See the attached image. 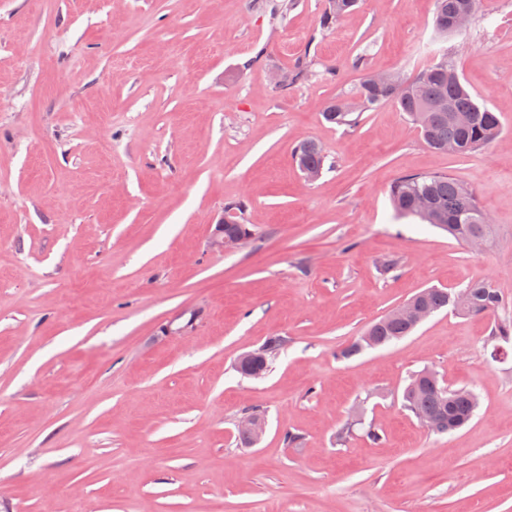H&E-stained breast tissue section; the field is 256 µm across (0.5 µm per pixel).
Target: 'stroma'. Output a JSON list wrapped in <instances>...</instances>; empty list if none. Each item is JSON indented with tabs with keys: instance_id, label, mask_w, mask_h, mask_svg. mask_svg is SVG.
<instances>
[{
	"instance_id": "stroma-1",
	"label": "stroma",
	"mask_w": 512,
	"mask_h": 512,
	"mask_svg": "<svg viewBox=\"0 0 512 512\" xmlns=\"http://www.w3.org/2000/svg\"><path fill=\"white\" fill-rule=\"evenodd\" d=\"M327 8L0 0V512H512L494 315L440 312L338 356L429 287L490 281L512 304V0H480L444 43L502 122L469 155L431 150L390 105L322 116L367 74L416 72L435 0H359L325 30ZM305 55L312 76L270 92ZM305 139L326 155L313 182L291 161ZM427 172L476 193L481 251L394 213L390 185ZM230 204L253 237L217 252ZM271 336L269 373H237ZM425 368L479 393L468 426L437 435L403 408ZM254 410L266 433L243 448ZM418 324L409 318H389L388 314L374 321L361 336H357L338 356L351 359L366 350L376 349L397 341L412 332ZM237 427L242 432L250 433L253 437V443L250 436L238 435L240 445L243 447H252L260 442L266 431V424L255 414L246 413L237 421Z\"/></svg>"
}]
</instances>
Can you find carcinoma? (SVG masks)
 I'll return each instance as SVG.
<instances>
[{
  "instance_id": "obj_1",
  "label": "carcinoma",
  "mask_w": 512,
  "mask_h": 512,
  "mask_svg": "<svg viewBox=\"0 0 512 512\" xmlns=\"http://www.w3.org/2000/svg\"><path fill=\"white\" fill-rule=\"evenodd\" d=\"M356 4L357 0H329L321 27L329 28ZM477 4L478 0H436L433 20L436 33L446 37L455 32V18L462 14L473 15ZM433 54L438 59L420 67L412 78L394 89L378 84L374 75L366 76L356 88L354 100L331 101L323 112L324 119L338 126L354 125L362 112L391 103L409 117L424 142L437 152L468 155L488 146L501 131L498 115L471 93L456 68L448 62L447 54L439 50ZM309 75V62L302 58L295 63L288 80L271 86V91L286 94ZM456 113H470L473 118L462 126L454 119ZM292 159L304 175L315 178L323 171L325 154L317 142L304 140L295 146ZM389 195L398 217L431 224L457 241L465 243L475 235L487 238L493 232L492 225L481 222L485 210L477 196L447 173L403 175L391 184ZM465 290L473 298L472 305L464 311L466 315L495 314L505 309L503 295L496 289H489L483 281L470 283ZM451 296L444 288H427L410 301L437 313L451 306ZM415 328L416 324L408 318L385 315L342 349L339 357L351 359L369 349L388 345ZM492 341H512L511 315L497 319ZM284 344L283 337L272 336L255 354L241 355L239 373L251 378L264 376ZM402 405L420 423L434 422L431 432L448 434L470 422L479 408V397L471 389H451L435 371L423 369L409 377L402 391Z\"/></svg>"
}]
</instances>
